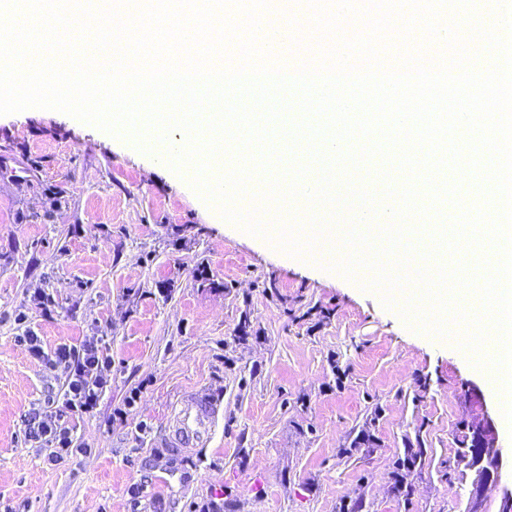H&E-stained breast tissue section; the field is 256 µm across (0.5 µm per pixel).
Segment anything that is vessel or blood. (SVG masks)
I'll return each mask as SVG.
<instances>
[{
  "mask_svg": "<svg viewBox=\"0 0 512 512\" xmlns=\"http://www.w3.org/2000/svg\"><path fill=\"white\" fill-rule=\"evenodd\" d=\"M219 416L220 404L217 400H187L171 417L166 446L185 450L198 447L211 438Z\"/></svg>",
  "mask_w": 512,
  "mask_h": 512,
  "instance_id": "b4317fda",
  "label": "vessel or blood"
}]
</instances>
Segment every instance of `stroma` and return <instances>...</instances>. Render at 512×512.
Returning <instances> with one entry per match:
<instances>
[{
    "label": "stroma",
    "instance_id": "stroma-1",
    "mask_svg": "<svg viewBox=\"0 0 512 512\" xmlns=\"http://www.w3.org/2000/svg\"><path fill=\"white\" fill-rule=\"evenodd\" d=\"M2 156L0 512H468L462 435L499 409L447 336L63 112L0 115ZM28 328L46 353L98 340L112 357L58 464L24 428L60 408L66 372L16 343ZM200 394L224 407L215 436L164 448L173 407Z\"/></svg>",
    "mask_w": 512,
    "mask_h": 512
}]
</instances>
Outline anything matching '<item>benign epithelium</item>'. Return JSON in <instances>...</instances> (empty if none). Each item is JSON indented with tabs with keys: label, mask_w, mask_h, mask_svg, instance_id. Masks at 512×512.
Here are the masks:
<instances>
[{
	"label": "benign epithelium",
	"mask_w": 512,
	"mask_h": 512,
	"mask_svg": "<svg viewBox=\"0 0 512 512\" xmlns=\"http://www.w3.org/2000/svg\"><path fill=\"white\" fill-rule=\"evenodd\" d=\"M497 429L487 411L472 423L464 436V455L462 460L477 474L474 499L470 512L482 510L481 489L489 482L501 481L504 462L501 452L495 450Z\"/></svg>",
	"instance_id": "7a95c632"
}]
</instances>
